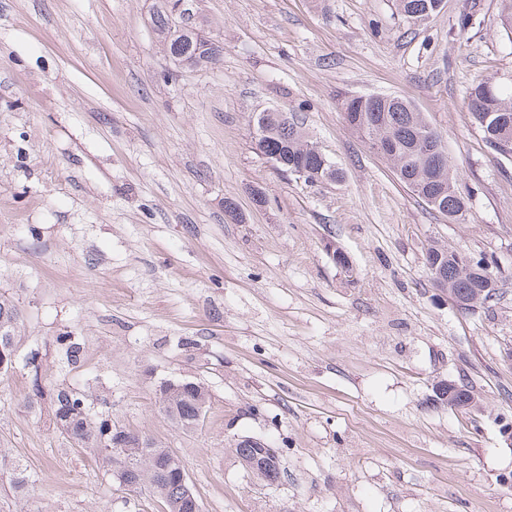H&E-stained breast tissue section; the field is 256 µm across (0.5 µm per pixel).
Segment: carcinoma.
I'll return each instance as SVG.
<instances>
[{
    "mask_svg": "<svg viewBox=\"0 0 512 512\" xmlns=\"http://www.w3.org/2000/svg\"><path fill=\"white\" fill-rule=\"evenodd\" d=\"M435 0H398V10L407 20L422 21L435 13ZM153 25L163 40L168 57L172 58L184 52L194 53L197 49L198 30H183L169 23L167 12L162 11L153 19ZM348 123L358 130L373 146L378 141L394 142L395 154L392 162L402 183L425 203L430 199L438 200L432 208L448 217L465 204L463 196L456 186V180L450 172L448 161H442V171L436 169V159L421 155L415 146V140L422 127L426 125L421 113L413 105L397 96H378L363 102L358 97L346 100L344 104ZM467 109L474 123L481 129L484 139L493 136L490 127L484 124L489 112L512 111V88H506L497 81L486 78L478 81L469 91ZM266 135L261 138L259 148L268 155H277L281 159L279 169L289 172L301 164L309 168L308 179L319 181L338 178V171L331 162L313 145L309 144L305 132L295 122L286 124L279 120L278 113L271 111L264 125ZM441 258V265L448 275V287L466 295L478 285L479 276L466 274L457 268L453 260L444 259L445 249L432 247L427 256ZM19 310L14 300L0 294V348L10 356L17 351L16 330L19 325ZM57 343L65 352L68 363L74 365L81 359V348L69 336H60ZM35 396L46 398L53 429L72 443L88 446L104 467L112 472L119 470L137 479V463L142 455L157 459V469L147 474V484L153 495L160 498L169 512H181L185 490L179 482L175 470L179 464L172 460L167 448H144V439L129 429L122 430L125 447L112 446V415L93 412L86 396L72 388L54 386L43 390L34 384ZM206 395L202 385L185 387L182 390L166 394L160 393V405L163 411L184 429H194L198 425L197 415L201 401ZM236 455L260 461L264 481L269 484L280 478V463L272 460L264 448L255 445H238ZM9 473V486L16 494L23 495L31 485L27 470L11 463L0 454V472Z\"/></svg>",
    "mask_w": 512,
    "mask_h": 512,
    "instance_id": "obj_1",
    "label": "carcinoma"
}]
</instances>
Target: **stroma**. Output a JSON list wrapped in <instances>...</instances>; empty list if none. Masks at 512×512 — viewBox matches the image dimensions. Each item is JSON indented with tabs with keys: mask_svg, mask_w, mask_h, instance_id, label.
Returning <instances> with one entry per match:
<instances>
[{
	"mask_svg": "<svg viewBox=\"0 0 512 512\" xmlns=\"http://www.w3.org/2000/svg\"><path fill=\"white\" fill-rule=\"evenodd\" d=\"M165 7L0 0V293L21 313L0 453L34 480L23 506L0 476V512H163L54 432L27 400L36 376L170 449L202 512H512V161L466 107L476 80L512 82L499 0H443L416 24L396 0H195L222 48L204 67L169 60ZM371 94L441 135L459 220L348 124L345 100ZM270 109L339 180L305 183L257 150ZM433 244L492 261L496 297L448 301ZM448 378L476 409L433 405ZM168 379L208 390L196 430L161 409ZM244 437L278 451L277 483L242 466Z\"/></svg>",
	"mask_w": 512,
	"mask_h": 512,
	"instance_id": "35a3bbf8",
	"label": "stroma"
}]
</instances>
